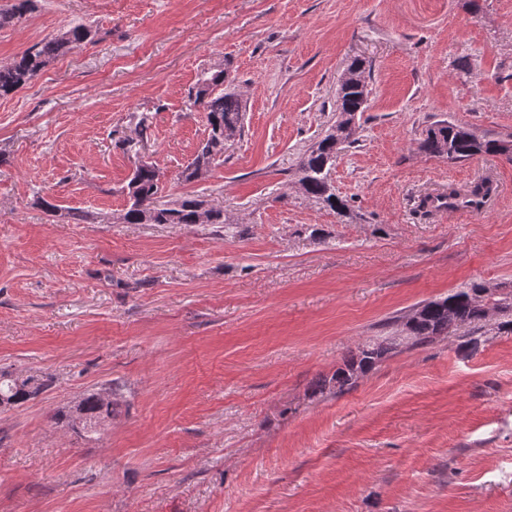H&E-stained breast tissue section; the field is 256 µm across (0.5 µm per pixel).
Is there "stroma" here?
I'll use <instances>...</instances> for the list:
<instances>
[{
  "label": "stroma",
  "mask_w": 512,
  "mask_h": 512,
  "mask_svg": "<svg viewBox=\"0 0 512 512\" xmlns=\"http://www.w3.org/2000/svg\"><path fill=\"white\" fill-rule=\"evenodd\" d=\"M76 24L92 42L0 98V369L47 382L0 407V512H512L505 314L426 345L401 324L473 283L512 294V162L418 149L441 120L512 140V0H34L0 63ZM356 58L370 93L331 170L341 217L294 180ZM218 65L244 125L188 182L208 135L189 93ZM140 159L164 201L236 229L123 223ZM484 177L503 194L481 215L421 207ZM367 343L391 350L314 392ZM111 382L122 409L97 438L54 423Z\"/></svg>",
  "instance_id": "obj_1"
}]
</instances>
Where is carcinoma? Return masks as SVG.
<instances>
[{
	"label": "carcinoma",
	"mask_w": 512,
	"mask_h": 512,
	"mask_svg": "<svg viewBox=\"0 0 512 512\" xmlns=\"http://www.w3.org/2000/svg\"><path fill=\"white\" fill-rule=\"evenodd\" d=\"M31 0H17L9 9L0 11V27L22 17L30 8ZM90 27L74 25L60 34L45 39L26 50L12 62L0 65V97L7 96L27 85L53 60L66 52L92 40ZM232 81L224 69H207L201 73L196 91L190 96L193 104L207 112L209 133L201 143L194 161L182 173L187 181L199 180L224 158L222 132L235 131L244 120L241 95L231 88ZM369 91L366 81L351 80L339 85L336 108L351 117L365 111ZM419 150L433 157L450 161H463L476 155H500L512 161V151L504 147L499 138H479L463 124L438 121L433 124L419 143ZM336 141L324 137L305 151L298 162L297 182L304 187V195L339 216L348 209L347 201L336 194L330 181V172L336 160ZM130 206L123 215L127 224H196L198 210L204 200L186 197L175 204L161 201V173L151 164H138L125 188ZM489 187L477 184L466 188H448V199L467 203L473 197H485ZM512 312V298L496 297L493 289L472 284L440 299L418 306L405 317L404 327L415 342L426 344L437 336L445 335L453 327L477 324L489 312ZM390 350L383 344L364 345L358 352L343 360L328 380L336 389L351 388L358 377L379 362ZM47 384L28 377L18 380L15 375L0 371V405L18 406L27 402ZM112 397L103 399L98 392H90L81 399V409L90 418L112 419L119 413L117 396L121 387L112 384Z\"/></svg>",
	"instance_id": "1"
}]
</instances>
